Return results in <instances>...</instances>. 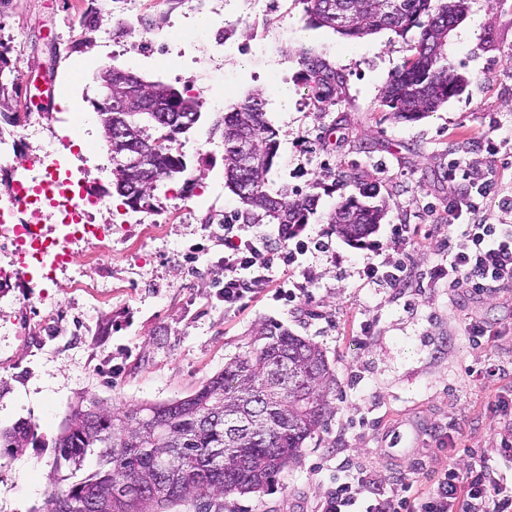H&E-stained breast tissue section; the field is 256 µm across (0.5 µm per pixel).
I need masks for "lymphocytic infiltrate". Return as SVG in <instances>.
I'll return each mask as SVG.
<instances>
[{"mask_svg": "<svg viewBox=\"0 0 512 512\" xmlns=\"http://www.w3.org/2000/svg\"><path fill=\"white\" fill-rule=\"evenodd\" d=\"M449 181L462 180L468 187L451 198L445 208L448 239L445 260L428 273L431 283L447 282L449 289L485 292L512 283V225L492 223L481 203L495 193L494 179L474 181L467 166L448 163ZM224 231V286L219 291L225 305L235 306L246 297L271 292L273 300L293 305L310 295L315 271L305 267L307 255L321 252L325 243L306 235L301 224L279 225L282 247L270 252L262 237L235 236L232 225ZM373 260L364 275L389 288L405 287L408 269L403 261L381 259L382 244L367 243ZM318 512H512V488L501 484L488 457L472 461L464 471L448 470L433 489L419 492L409 482L384 489L374 486L367 472L359 471L336 481L318 505Z\"/></svg>", "mask_w": 512, "mask_h": 512, "instance_id": "lymphocytic-infiltrate-1", "label": "lymphocytic infiltrate"}]
</instances>
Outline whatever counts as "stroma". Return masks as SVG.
I'll list each match as a JSON object with an SVG mask.
<instances>
[{"label": "stroma", "instance_id": "1", "mask_svg": "<svg viewBox=\"0 0 512 512\" xmlns=\"http://www.w3.org/2000/svg\"><path fill=\"white\" fill-rule=\"evenodd\" d=\"M305 0H232L224 26L233 54L222 69L209 63V33L184 25L181 0H132L127 13L147 32L162 30L192 42L184 57L143 58L128 48V33L112 17V0H13L1 16L16 43L21 93L38 97L57 82L58 99L70 109H47L40 135L23 150L35 153L66 129L70 112L90 114L75 139L86 156L84 180L110 186V155L92 113L95 76L105 66L159 80L186 91L188 82L220 96L232 109L260 95L278 133V152L268 175L270 191L287 187L316 195L307 229L330 240L331 249L311 257L317 274L311 297L297 307L264 295L225 307L224 239L210 236L214 209L200 192H217L216 209L232 216L241 208L224 185V139L213 128L218 115L203 111L199 124L179 139L187 177L161 182L149 205L194 208L196 217L155 229L137 241L140 225L112 235V290L95 308L68 272L44 288L69 315L58 341L41 347L25 337L0 335V428L32 419L38 438L22 452L0 458V512L43 507L50 490L51 446L79 400L93 397L120 412L164 404L190 395L248 351L255 331L273 322L316 343L336 374L325 426L308 439L297 458L265 491L232 494L224 512H316L336 476L349 467L366 469L387 488L399 476L430 489L448 466L465 468L464 448H496L512 440V424L490 404L512 384V284L484 293L444 285L421 287L424 273L440 263L448 238L434 212L447 204L456 185L448 162L493 175L512 195V0H469L466 17L448 35L445 55L467 80L463 93L416 122H394L383 104L389 79L411 54L417 31L406 36L383 30L350 40L329 28L306 25ZM97 11L95 29L76 16ZM331 63L344 83L335 103L314 102L302 81L301 50ZM287 98H280V90ZM499 154H490L487 139ZM211 150L207 164L197 153ZM375 184L387 214L373 237L387 257L405 258L408 288H381L361 275L365 252L342 240L330 213L357 184ZM396 224L428 227L432 236L402 255L391 246ZM203 244L199 267L182 253ZM499 330L495 341L472 346L469 322ZM370 325L361 335V325ZM501 365L503 374L479 380L473 370ZM452 442H444V434Z\"/></svg>", "mask_w": 512, "mask_h": 512}]
</instances>
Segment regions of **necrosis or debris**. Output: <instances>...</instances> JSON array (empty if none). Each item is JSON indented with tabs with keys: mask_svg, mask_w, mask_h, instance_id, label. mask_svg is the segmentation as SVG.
Listing matches in <instances>:
<instances>
[{
	"mask_svg": "<svg viewBox=\"0 0 512 512\" xmlns=\"http://www.w3.org/2000/svg\"><path fill=\"white\" fill-rule=\"evenodd\" d=\"M21 134L0 137V172L8 186L0 192V244L11 250L14 267L7 279L34 286L64 268L72 273L74 287L83 289L88 305H95L110 282L106 273L85 280L86 258L72 249L77 241L98 246L97 265L112 258V227L93 223L95 213L111 210L112 200L102 190L84 187L69 165L67 139H52L25 167H17Z\"/></svg>",
	"mask_w": 512,
	"mask_h": 512,
	"instance_id": "necrosis-or-debris-1",
	"label": "necrosis or debris"
}]
</instances>
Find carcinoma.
Masks as SVG:
<instances>
[{
	"mask_svg": "<svg viewBox=\"0 0 512 512\" xmlns=\"http://www.w3.org/2000/svg\"><path fill=\"white\" fill-rule=\"evenodd\" d=\"M307 23L351 39L382 30L400 36L419 30L411 55L391 77L384 103L407 122L420 120L459 95L464 79L448 66L443 47L464 19L468 0H306ZM314 98L332 103L343 78L328 62L304 57ZM10 48L0 40V105L19 97ZM131 72L112 75L125 105L112 110V189L125 204L146 206L158 183L186 172L173 143L199 122L202 102L161 81L144 86ZM224 137V180L239 199L235 220L259 224H305L315 196L297 197L283 187L268 189L277 155L276 131L266 120L260 97L224 113L215 123ZM249 143V159L241 145ZM148 153L149 170L135 190L118 162ZM376 191L358 187L330 217L339 237L354 241L381 223L384 205ZM336 381L324 352L290 331L259 328L250 351L210 378L191 395L165 404L126 410L117 416L95 399L74 405L51 463L52 486L43 512H224V497L257 493L292 460L326 421L327 393ZM242 425L230 434L225 426ZM34 423L20 419L0 430L4 453L19 451L35 438ZM92 456L95 468L84 470ZM174 456L176 467L160 471ZM139 483L147 494L130 500L111 495L121 485Z\"/></svg>",
	"mask_w": 512,
	"mask_h": 512,
	"instance_id": "carcinoma-1",
	"label": "carcinoma"
}]
</instances>
